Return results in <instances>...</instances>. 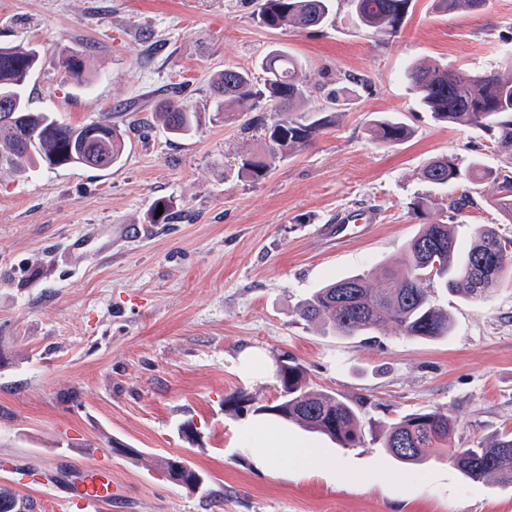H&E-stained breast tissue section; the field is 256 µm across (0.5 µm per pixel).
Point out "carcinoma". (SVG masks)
I'll return each mask as SVG.
<instances>
[{"mask_svg":"<svg viewBox=\"0 0 512 512\" xmlns=\"http://www.w3.org/2000/svg\"><path fill=\"white\" fill-rule=\"evenodd\" d=\"M354 23L394 36L407 20L412 0H350ZM486 0H437L445 12L478 9ZM333 0H256L255 22L267 30H313L323 27L332 15ZM40 63L34 47L0 45V105L15 110L12 119L0 113V172L22 175L40 168H70L83 164L110 169L119 163L125 149L120 126L110 118L72 125L55 113L36 112L29 106L25 88ZM58 65L75 82L86 81V62L74 54L62 55ZM252 70L226 65L212 84L210 111L215 120L244 122L263 127L272 157L285 156L307 146L334 123L332 105L304 115L266 125V112H293L311 91L303 76V65L285 46L270 49ZM404 79L419 104L438 122L461 126L495 128L497 143L512 151V79L492 72L474 73L440 64H414ZM156 122L171 137L192 132L199 124L198 113L188 110L174 97L154 104ZM377 138L398 144L411 135L409 127L394 119L375 124ZM241 168L254 178L269 170V164L251 154L241 158ZM423 178L435 185L461 179L473 185L484 181L497 184L493 207L512 224V175L495 173L474 159L462 170L446 157L429 161ZM163 214L157 215L158 206ZM175 212L165 199L154 202L151 224H169ZM512 278V239L495 227L483 225L467 247H462L454 224L435 218L420 226L405 244L404 257L395 266L352 274L318 289L297 307L300 319L320 323L340 336H368L391 328L407 339H434L448 335L452 322L448 312L435 307L429 298L434 281L464 299L488 297ZM278 402L258 410L283 422L296 423L310 432L336 441L345 448L362 443L363 433L357 408L348 400L326 391L313 390L305 370L296 363L276 369ZM456 420L439 409L404 415L381 433L387 453L403 465H415L432 455L448 454V460L464 477L480 481L492 475L512 480V429L503 430L489 443L478 441L467 448H450L448 440Z\"/></svg>","mask_w":512,"mask_h":512,"instance_id":"obj_1","label":"carcinoma"}]
</instances>
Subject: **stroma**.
Here are the masks:
<instances>
[{
	"label": "stroma",
	"instance_id": "obj_1",
	"mask_svg": "<svg viewBox=\"0 0 512 512\" xmlns=\"http://www.w3.org/2000/svg\"><path fill=\"white\" fill-rule=\"evenodd\" d=\"M253 10L251 0H0V44L41 55L31 108L75 125L107 116L126 139L109 170L0 174V488L32 512H67L95 474L120 493L105 512H512L511 483L466 479L444 457L403 466L378 441L384 425L435 408L456 419L461 448L512 428V281L476 301L434 284L454 321L435 340L339 336L295 312L327 281L401 259L426 220H454L464 241L484 224L512 239L493 183L421 176L440 156L510 173L512 154L484 127L435 121L403 78L415 62L512 76V0L452 14L414 0L394 37L353 26L349 0L319 30L268 31ZM274 45L347 103L255 182L240 157L264 153L265 132L212 120V77L255 67ZM63 53L87 57L88 82L66 80ZM351 74L366 86L350 91ZM168 91L200 114L190 136L169 137L145 103ZM390 117L412 134L377 143L370 127ZM464 191L474 204L453 215L448 200ZM159 198L172 201L173 223H149ZM365 205L381 214L367 236L326 234L337 212ZM88 224L99 236L77 262L65 247ZM117 224L145 234L119 236ZM284 362L357 403L361 445L258 414L278 399ZM170 454L206 473L207 491L166 480L159 460Z\"/></svg>",
	"mask_w": 512,
	"mask_h": 512
}]
</instances>
